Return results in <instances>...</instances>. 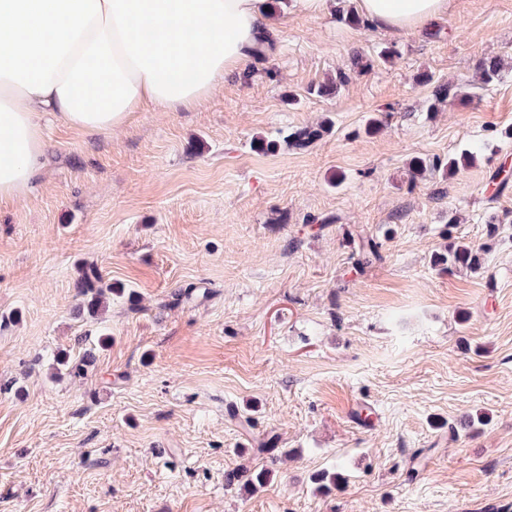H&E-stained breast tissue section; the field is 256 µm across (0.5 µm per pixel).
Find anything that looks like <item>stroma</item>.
I'll return each mask as SVG.
<instances>
[{"label":"stroma","instance_id":"stroma-1","mask_svg":"<svg viewBox=\"0 0 512 512\" xmlns=\"http://www.w3.org/2000/svg\"><path fill=\"white\" fill-rule=\"evenodd\" d=\"M326 4L281 0L274 51L198 106L93 135L46 123L35 192L0 204V512L512 505V184L490 182L512 160V0H449L407 33ZM442 85L457 97L431 111ZM475 145L473 165L410 181L413 160ZM362 233L384 255L365 269ZM451 240L479 270L432 267ZM87 267L138 302L76 317ZM88 349L84 377L53 370ZM358 401L372 426L348 418ZM468 413L486 424L461 429ZM272 436L290 458L259 453ZM245 467L270 481L226 487ZM324 469L344 483L319 488Z\"/></svg>","mask_w":512,"mask_h":512}]
</instances>
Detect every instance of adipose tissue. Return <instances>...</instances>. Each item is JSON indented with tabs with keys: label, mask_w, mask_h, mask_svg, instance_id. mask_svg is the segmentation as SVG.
Masks as SVG:
<instances>
[{
	"label": "adipose tissue",
	"mask_w": 512,
	"mask_h": 512,
	"mask_svg": "<svg viewBox=\"0 0 512 512\" xmlns=\"http://www.w3.org/2000/svg\"><path fill=\"white\" fill-rule=\"evenodd\" d=\"M357 6L373 27L407 31L448 0ZM276 27L267 0H0V202L28 195L44 166V117L96 134L145 105L196 106Z\"/></svg>",
	"instance_id": "1"
}]
</instances>
